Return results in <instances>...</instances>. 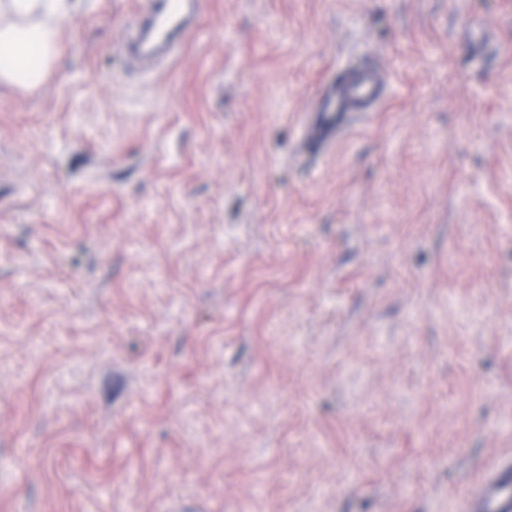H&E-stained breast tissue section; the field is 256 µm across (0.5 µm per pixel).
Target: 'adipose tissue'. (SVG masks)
Listing matches in <instances>:
<instances>
[{"label": "adipose tissue", "instance_id": "ef3b65f1", "mask_svg": "<svg viewBox=\"0 0 512 512\" xmlns=\"http://www.w3.org/2000/svg\"><path fill=\"white\" fill-rule=\"evenodd\" d=\"M71 0H0V82L26 85L38 75L28 69L31 48H38L44 63H51L59 39V21L71 10Z\"/></svg>", "mask_w": 512, "mask_h": 512}]
</instances>
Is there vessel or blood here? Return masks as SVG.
<instances>
[{
    "label": "vessel or blood",
    "mask_w": 512,
    "mask_h": 512,
    "mask_svg": "<svg viewBox=\"0 0 512 512\" xmlns=\"http://www.w3.org/2000/svg\"><path fill=\"white\" fill-rule=\"evenodd\" d=\"M198 12V0H143L132 19L124 52L141 58L173 50L189 30ZM383 81L373 70L355 72L325 87L310 110L313 135L335 138L349 113L373 111L379 103ZM467 512H512V461L486 477L472 494Z\"/></svg>",
    "instance_id": "b4317fda"
}]
</instances>
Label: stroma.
Wrapping results in <instances>:
<instances>
[{
    "instance_id": "1",
    "label": "stroma",
    "mask_w": 512,
    "mask_h": 512,
    "mask_svg": "<svg viewBox=\"0 0 512 512\" xmlns=\"http://www.w3.org/2000/svg\"><path fill=\"white\" fill-rule=\"evenodd\" d=\"M140 6L0 84V512H465L512 456V0H202L150 71ZM383 85L375 70H364L325 87L309 113L313 135L331 141L349 113L372 112L381 99Z\"/></svg>"
}]
</instances>
